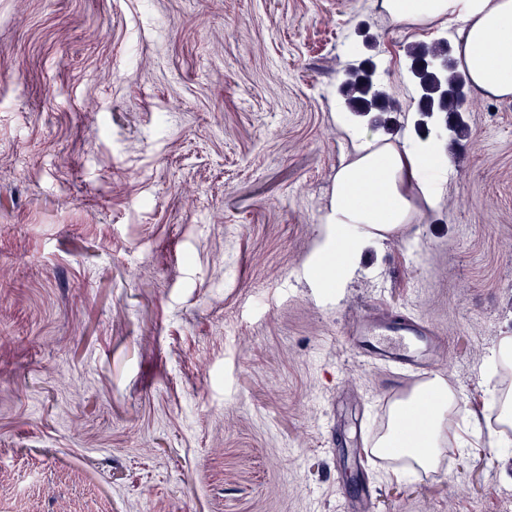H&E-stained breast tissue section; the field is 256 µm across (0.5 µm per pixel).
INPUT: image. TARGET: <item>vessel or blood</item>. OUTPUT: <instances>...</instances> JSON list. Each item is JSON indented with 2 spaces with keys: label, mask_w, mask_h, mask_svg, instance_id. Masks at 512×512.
<instances>
[{
  "label": "vessel or blood",
  "mask_w": 512,
  "mask_h": 512,
  "mask_svg": "<svg viewBox=\"0 0 512 512\" xmlns=\"http://www.w3.org/2000/svg\"><path fill=\"white\" fill-rule=\"evenodd\" d=\"M358 346L400 376L429 377L433 369L425 358L432 338L429 330L413 321H390L376 326H352Z\"/></svg>",
  "instance_id": "b4317fda"
}]
</instances>
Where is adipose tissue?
I'll return each instance as SVG.
<instances>
[{
    "label": "adipose tissue",
    "mask_w": 512,
    "mask_h": 512,
    "mask_svg": "<svg viewBox=\"0 0 512 512\" xmlns=\"http://www.w3.org/2000/svg\"><path fill=\"white\" fill-rule=\"evenodd\" d=\"M379 7L396 24L457 25L455 57L475 89L512 96V0H380ZM335 119L352 155L336 173L319 237L303 265L304 274L323 288L351 277L352 260L364 247L414 220L411 189H419L433 208L442 202L448 181L438 144H382L369 139L348 113H336ZM429 388L436 402L419 437L396 424L376 442L380 449H405L414 465L425 470L439 465L443 423L456 404L455 392L442 378L432 379Z\"/></svg>",
    "instance_id": "adipose-tissue-1"
}]
</instances>
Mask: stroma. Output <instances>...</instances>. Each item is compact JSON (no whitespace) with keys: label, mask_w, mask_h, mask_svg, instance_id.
Here are the masks:
<instances>
[{"label":"stroma","mask_w":512,"mask_h":512,"mask_svg":"<svg viewBox=\"0 0 512 512\" xmlns=\"http://www.w3.org/2000/svg\"><path fill=\"white\" fill-rule=\"evenodd\" d=\"M455 39L376 0H0V512H512L487 430L359 465L401 385L352 323L435 331L458 431L512 334V97L422 116L407 53ZM352 69L364 130L450 179L331 291L302 266ZM371 89L369 76L362 70H354L347 74L344 90L348 103L354 112H370L377 101V95L367 97ZM360 105L361 107H357Z\"/></svg>","instance_id":"obj_1"}]
</instances>
